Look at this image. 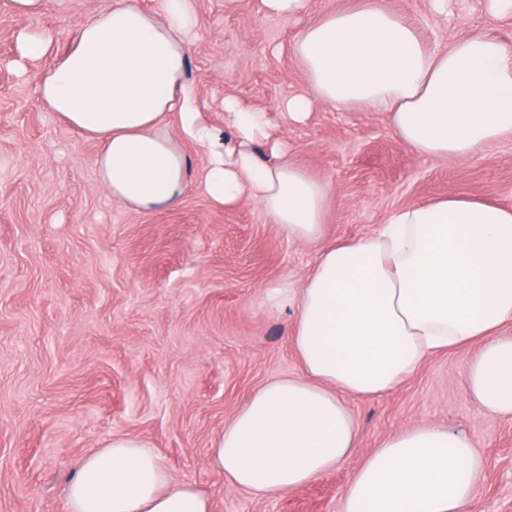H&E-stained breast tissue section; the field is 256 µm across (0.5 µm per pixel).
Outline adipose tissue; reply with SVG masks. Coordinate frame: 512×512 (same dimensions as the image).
<instances>
[{
	"instance_id": "adipose-tissue-1",
	"label": "adipose tissue",
	"mask_w": 512,
	"mask_h": 512,
	"mask_svg": "<svg viewBox=\"0 0 512 512\" xmlns=\"http://www.w3.org/2000/svg\"><path fill=\"white\" fill-rule=\"evenodd\" d=\"M197 17L192 0H112L85 16L70 47L51 55L44 32L18 36L15 65L52 56L36 75L37 103L97 146L95 174L113 202L137 211L176 205L189 158L204 151V187L218 205L255 201L289 239L318 241L330 194L285 160L266 113L228 97L217 136L187 78ZM291 51L312 103L389 114L400 139L433 159L469 157L512 133V58L497 39L467 32L435 50L394 11L362 0L300 31ZM180 135L172 137L168 120ZM272 144L274 161L254 145ZM269 310L293 307L302 372L257 389L209 450L230 487L266 498L347 463L359 429L351 398L393 391L437 353L478 346L467 367L480 411L512 418V206L459 196L409 206L374 235L324 247L300 286L264 291ZM483 460L470 441L431 423L381 442L352 473L340 512H467ZM67 512H212L195 483L173 479L149 442L116 435L81 459Z\"/></svg>"
}]
</instances>
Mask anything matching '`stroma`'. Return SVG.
Wrapping results in <instances>:
<instances>
[{"mask_svg": "<svg viewBox=\"0 0 512 512\" xmlns=\"http://www.w3.org/2000/svg\"><path fill=\"white\" fill-rule=\"evenodd\" d=\"M355 0H312L295 18L260 0H195L188 78L217 131L237 97L279 125L287 158L331 186L321 242L289 240L252 201L214 204L208 160L186 145L187 187L170 208L112 202L94 172L96 146L37 105L32 73L11 60L26 29L68 49L79 21L107 0H48L33 15L0 0V512H66L65 488L87 454L124 434L151 443L172 477L208 494L213 512H340L352 471L381 440L422 422L467 436L483 459L468 512H512V418L478 410L466 384L474 349L428 357L392 392L348 405L359 445L346 464L263 499L228 487L208 464L213 441L269 380L296 375L291 311L263 290L300 280L321 244L373 234L396 209L456 195L512 205V135L465 159L404 145L385 112L315 103L288 120L305 88L290 43ZM428 48L480 30L512 49V15L487 0H380Z\"/></svg>", "mask_w": 512, "mask_h": 512, "instance_id": "1", "label": "stroma"}]
</instances>
